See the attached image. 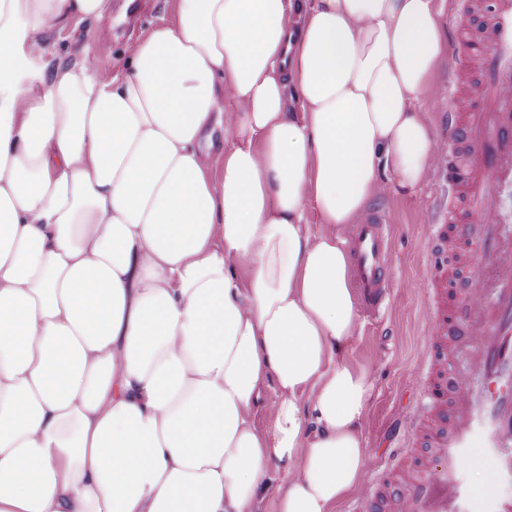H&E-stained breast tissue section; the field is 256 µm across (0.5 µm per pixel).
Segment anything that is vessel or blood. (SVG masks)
Listing matches in <instances>:
<instances>
[{
	"label": "vessel or blood",
	"mask_w": 512,
	"mask_h": 512,
	"mask_svg": "<svg viewBox=\"0 0 512 512\" xmlns=\"http://www.w3.org/2000/svg\"><path fill=\"white\" fill-rule=\"evenodd\" d=\"M456 39L471 50L462 68L476 70L479 80L470 88L452 80L448 110L440 115L445 147L468 149L453 188L467 198L470 212L455 233L475 239L466 265L474 275H489L495 289L450 307L448 277L437 258L451 242L444 222L431 220L426 354L405 423L435 448L436 457L415 463L399 482L394 465L375 467L357 512H512V495L498 491L499 484L512 483V0H490L488 10H475L472 20L458 25ZM349 242L362 306L380 317L392 278L381 210L352 225ZM454 355L464 369L452 379L448 359ZM477 444L495 457L480 498L459 476L464 451Z\"/></svg>",
	"instance_id": "vessel-or-blood-1"
}]
</instances>
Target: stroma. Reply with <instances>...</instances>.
<instances>
[{
  "label": "stroma",
  "mask_w": 512,
  "mask_h": 512,
  "mask_svg": "<svg viewBox=\"0 0 512 512\" xmlns=\"http://www.w3.org/2000/svg\"><path fill=\"white\" fill-rule=\"evenodd\" d=\"M175 13L176 0H112V11L103 23L64 33L58 49L72 56L81 45H89L95 63L119 71L125 66L126 43L153 25L173 19ZM462 54V48L449 47L425 93L422 112L433 134H440L436 114L448 104V72ZM436 189L437 180L431 175L414 190L395 187L373 197L390 220L395 280L386 318L378 323L361 319L347 354L352 365L368 372L373 385L363 423L366 450L373 462L392 453L398 443V419L413 392L417 359L424 349L426 224Z\"/></svg>",
  "instance_id": "1"
}]
</instances>
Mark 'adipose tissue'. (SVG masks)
Segmentation results:
<instances>
[{"mask_svg": "<svg viewBox=\"0 0 512 512\" xmlns=\"http://www.w3.org/2000/svg\"><path fill=\"white\" fill-rule=\"evenodd\" d=\"M108 12L0 0V512H253L276 474L335 512L372 389L345 232L434 164L437 2L178 0L122 73L58 56Z\"/></svg>", "mask_w": 512, "mask_h": 512, "instance_id": "obj_1", "label": "adipose tissue"}]
</instances>
